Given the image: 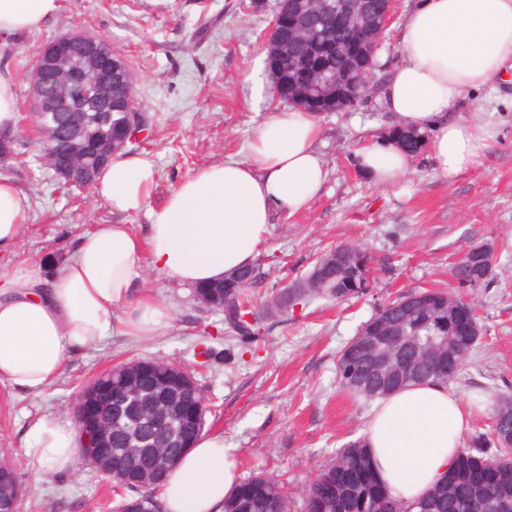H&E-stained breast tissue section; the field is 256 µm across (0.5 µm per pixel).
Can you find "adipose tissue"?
Returning a JSON list of instances; mask_svg holds the SVG:
<instances>
[{"label": "adipose tissue", "instance_id": "1", "mask_svg": "<svg viewBox=\"0 0 512 512\" xmlns=\"http://www.w3.org/2000/svg\"><path fill=\"white\" fill-rule=\"evenodd\" d=\"M64 8L65 0H0V41L40 30ZM401 45L403 57L383 91L387 111L399 127L429 132L438 175L450 179L474 169L498 127L483 113L451 111L512 63V0H418ZM320 135L315 114L272 110L249 141L246 160L199 168L153 209V162L144 154H116L94 192L120 218L147 210L148 224L141 232L120 220L98 224L54 268L32 261L0 273V384L39 394L58 380L69 357L112 335L135 341L165 335L171 308L145 290L147 269L199 285L250 266L274 211H301L321 194L327 169L315 148ZM357 155L360 170L385 188L413 164L389 137L367 141ZM29 208V197L0 175V258L17 250ZM473 419L470 403L438 383L375 400L364 435L391 495L408 503L422 497L454 464ZM87 444L62 415L35 419L22 438L27 466L39 477H68ZM238 483L234 449L223 434L204 433L159 496L167 512H223Z\"/></svg>", "mask_w": 512, "mask_h": 512}]
</instances>
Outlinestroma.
I'll return each instance as SVG.
<instances>
[{
	"instance_id": "1",
	"label": "stroma",
	"mask_w": 512,
	"mask_h": 512,
	"mask_svg": "<svg viewBox=\"0 0 512 512\" xmlns=\"http://www.w3.org/2000/svg\"><path fill=\"white\" fill-rule=\"evenodd\" d=\"M415 0H401L374 59L376 86L352 107L319 116L317 149L328 170L322 193L304 210L273 214L257 260L262 276L256 304L305 275L316 258L342 244L367 254L371 290L362 299L301 303L263 322L258 340L243 341L194 298L191 286L150 270L145 286L171 304L173 326L148 341L114 336L73 356L59 380L39 395L0 386V460L10 461L25 490L22 512H115L120 498L93 466L79 463L68 478L45 480L27 467L21 448L30 421L73 415L76 398L97 376L133 360L187 370L207 399L205 432H220L235 448L241 478L264 472L285 483L291 512H302L303 488L336 449L357 439L371 403L346 395L336 374L346 344L378 304L418 287H450V266L467 246L489 242L488 282L464 289L476 309L480 336L451 387L481 396L482 412L462 440L470 447L488 432L493 409L512 395V70L494 90L468 92L455 108H485L501 136L475 169L438 177L426 155L392 188L373 185L356 167L357 149L391 130L382 88L400 61V32ZM277 0H67L41 30L0 45V63L17 85L16 135L31 126L29 76L45 42L73 31L104 38L128 64L146 133L129 149L153 157L157 169L150 206H158L186 177L227 158L245 159L258 125L277 103L256 99L251 75L266 61L262 35ZM0 175L28 195L29 228L14 265L70 250L94 224H109L107 204L92 190L57 187L51 170L31 172L25 158L0 162Z\"/></svg>"
}]
</instances>
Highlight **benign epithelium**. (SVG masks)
Listing matches in <instances>:
<instances>
[{"instance_id":"benign-epithelium-1","label":"benign epithelium","mask_w":512,"mask_h":512,"mask_svg":"<svg viewBox=\"0 0 512 512\" xmlns=\"http://www.w3.org/2000/svg\"><path fill=\"white\" fill-rule=\"evenodd\" d=\"M399 0H377L373 24L368 32L360 30L357 16H349L356 39L335 43L329 37L299 26L300 9L314 7L319 0H288V30H283L282 13L277 12L265 36L268 68L276 71L288 67L292 75L293 98L314 113L337 112L350 101L374 87V57L386 38ZM300 38L312 44L313 59L330 55L343 58L347 69L356 78L348 83L331 75L326 78L329 89L321 98L311 97L316 72L306 63L288 55V43ZM30 112L44 147V161L67 188L86 190L93 168L106 163L115 151L135 138L140 121L137 103L131 101L130 73L126 61L112 51L105 39L74 32L36 51L31 72ZM129 102L131 119L126 132L112 135L111 112L115 101ZM336 259V253L320 257L306 275L288 284L290 288L334 287L324 277V265ZM381 326L368 322L351 339L370 354L379 351L375 340ZM112 403V384H103L82 396L74 414L80 432L89 437L95 448L99 471L112 478V454L109 450L112 425L102 421L98 411Z\"/></svg>"}]
</instances>
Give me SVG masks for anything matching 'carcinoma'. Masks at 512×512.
Here are the masks:
<instances>
[{
  "mask_svg": "<svg viewBox=\"0 0 512 512\" xmlns=\"http://www.w3.org/2000/svg\"><path fill=\"white\" fill-rule=\"evenodd\" d=\"M485 253H467L452 268L459 287L481 284L488 279ZM336 290L310 288L303 299L360 298L369 293L370 281L349 277L368 262L366 253L355 245L336 247ZM260 277L259 267L249 266L211 284L202 293L212 312L240 336L251 337L259 326L241 322L247 314L261 320L264 309H257L249 289ZM384 314L395 330L393 336L378 341L387 351V362L376 364L360 350L347 359H338L337 375L344 391L354 397L374 399L411 383L453 380L469 356L474 338L453 333L455 317L448 292L442 289H416L386 302ZM433 348L429 364L410 375L399 373V363L416 360L421 352ZM158 386L148 390L136 406V418L119 419L112 424V486L131 492L122 497L119 512H162L161 503L145 493L160 484L178 462L184 449L173 446L171 429L158 428L152 418L162 412L164 403L178 405L198 397L182 385L178 367L164 363L159 367ZM512 396L498 404L489 435L477 438L472 448L459 449L455 465L426 497L409 505L395 501L377 477L366 443L358 438L336 450L317 469L304 490V512H483V501L493 497L501 512H512ZM16 475L0 478V512H17L21 499L16 495ZM245 482L264 486L266 495L247 499L235 491L224 500V512H290V500L280 483L270 476L255 474Z\"/></svg>",
  "mask_w": 512,
  "mask_h": 512,
  "instance_id": "carcinoma-1",
  "label": "carcinoma"
}]
</instances>
